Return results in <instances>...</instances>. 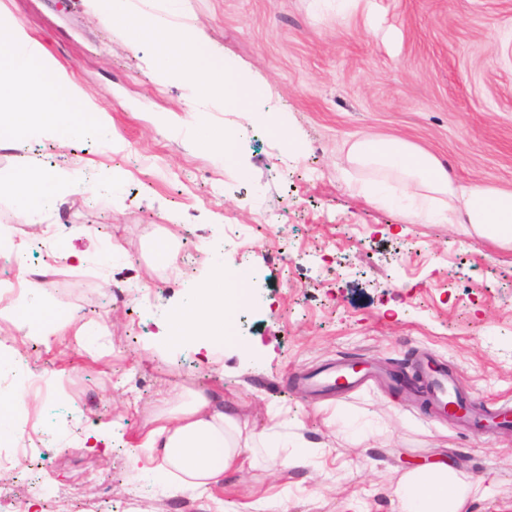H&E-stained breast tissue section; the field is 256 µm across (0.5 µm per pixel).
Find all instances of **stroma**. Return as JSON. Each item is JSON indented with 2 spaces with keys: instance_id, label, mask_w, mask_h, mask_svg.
<instances>
[{
  "instance_id": "obj_1",
  "label": "stroma",
  "mask_w": 512,
  "mask_h": 512,
  "mask_svg": "<svg viewBox=\"0 0 512 512\" xmlns=\"http://www.w3.org/2000/svg\"><path fill=\"white\" fill-rule=\"evenodd\" d=\"M132 2L163 18L158 34L133 40L89 0H0V16L44 44L112 124L108 146L87 136L62 148L43 135L0 147V169L33 159L61 176L42 221L73 256L47 301L104 327L85 350L70 336H24L16 315H0V354L32 372L54 367L58 409L80 411L34 479L0 468V501L14 512L31 501L40 512H236L253 496L290 512H397L398 478L444 462L495 483L462 512H512V428L440 418L392 383L299 389L339 361L412 379L427 357L473 408L512 407V249L467 224L407 223L357 191L396 176L346 155L358 137H398L437 158L456 189L512 190V0H181L174 15L165 0ZM181 23L264 89L247 107L207 105L215 136L233 140L226 166L186 133L196 89L151 66L157 39ZM76 166L94 193L71 190ZM168 233L185 259L177 274L151 257ZM114 242L124 253L111 261ZM209 248L247 272L256 299L234 317L236 344L208 362L155 350L160 319L205 273ZM217 383L225 407L256 428L302 438L307 463L286 468L261 452L208 498L171 494L149 461L132 464L127 441L161 410L160 392ZM88 431L103 435L96 448L82 443ZM34 480L53 498L33 499Z\"/></svg>"
}]
</instances>
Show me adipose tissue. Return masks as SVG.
Masks as SVG:
<instances>
[{
  "label": "adipose tissue",
  "mask_w": 512,
  "mask_h": 512,
  "mask_svg": "<svg viewBox=\"0 0 512 512\" xmlns=\"http://www.w3.org/2000/svg\"><path fill=\"white\" fill-rule=\"evenodd\" d=\"M102 22L125 20L132 35L160 25L159 17L132 12L129 0H94ZM154 69L162 75L200 87L223 105L236 106L261 96L260 87L241 80L223 58L214 56L190 29L180 30L174 41L157 45ZM0 112L9 114L10 129L21 138L51 130L70 142L93 129L100 141L110 142L112 128L102 111L40 44L19 25L0 17ZM74 113L94 114L86 125L71 121ZM356 165H375L396 173L402 187L398 197L385 186L369 195L376 204L394 209L408 223L469 224L501 246L512 247V192L476 186L452 203L454 190L447 172L430 154L398 139L360 138L348 147ZM8 195L17 208L39 219L45 206L59 195L57 176L46 168L29 165L0 169V195ZM209 275L188 288L180 307L167 320L164 342L189 347L213 356L234 342V314L248 301L246 276L227 270L222 251L210 250ZM27 306L44 335L73 334L87 346L92 332L74 327V316L45 305L43 284L24 282ZM268 432L255 431L248 422L226 409L219 391L186 390L178 403L154 414L135 434L130 446L132 462L150 460L151 474L173 492L203 494L223 482L225 473L242 470L255 447H281ZM471 487L447 465L434 471H412L397 481L393 493L399 512H459Z\"/></svg>",
  "instance_id": "ef3b65f1"
}]
</instances>
